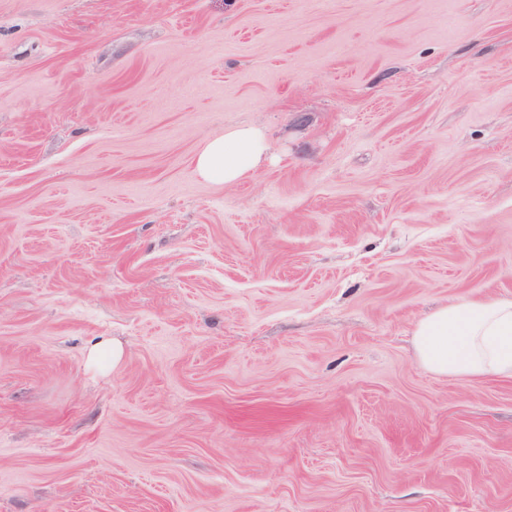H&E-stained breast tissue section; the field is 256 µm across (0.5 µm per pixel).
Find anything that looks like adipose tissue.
Wrapping results in <instances>:
<instances>
[{
    "label": "adipose tissue",
    "mask_w": 512,
    "mask_h": 512,
    "mask_svg": "<svg viewBox=\"0 0 512 512\" xmlns=\"http://www.w3.org/2000/svg\"><path fill=\"white\" fill-rule=\"evenodd\" d=\"M265 155L264 134L244 125L208 140L195 168L207 180L234 184L256 171ZM413 336L420 363L435 375L512 378V298H460L422 319Z\"/></svg>",
    "instance_id": "ef3b65f1"
}]
</instances>
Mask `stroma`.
<instances>
[{
  "label": "stroma",
  "instance_id": "stroma-1",
  "mask_svg": "<svg viewBox=\"0 0 512 512\" xmlns=\"http://www.w3.org/2000/svg\"><path fill=\"white\" fill-rule=\"evenodd\" d=\"M488 295L512 0H0V512H512V379L413 341ZM265 155L264 134L256 127L244 125L208 140L195 157V168L207 180L235 184L256 171Z\"/></svg>",
  "mask_w": 512,
  "mask_h": 512
}]
</instances>
